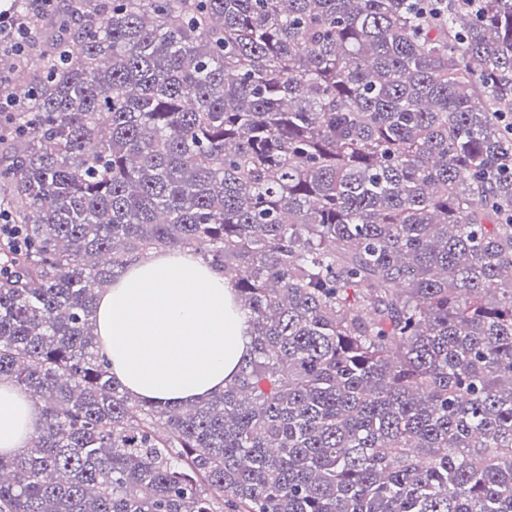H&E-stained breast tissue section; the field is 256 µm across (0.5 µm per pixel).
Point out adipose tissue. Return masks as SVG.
<instances>
[{"instance_id": "obj_1", "label": "adipose tissue", "mask_w": 512, "mask_h": 512, "mask_svg": "<svg viewBox=\"0 0 512 512\" xmlns=\"http://www.w3.org/2000/svg\"><path fill=\"white\" fill-rule=\"evenodd\" d=\"M100 352L132 394L187 405L231 382L250 338L223 273L194 251L152 250L97 300ZM37 421L29 397L0 382V453L25 447Z\"/></svg>"}]
</instances>
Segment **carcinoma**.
<instances>
[{
  "instance_id": "1",
  "label": "carcinoma",
  "mask_w": 512,
  "mask_h": 512,
  "mask_svg": "<svg viewBox=\"0 0 512 512\" xmlns=\"http://www.w3.org/2000/svg\"><path fill=\"white\" fill-rule=\"evenodd\" d=\"M0 84V512H512V0H73ZM193 247L235 382L132 398L95 302ZM37 421L29 397L10 383L0 382V453L24 448Z\"/></svg>"
}]
</instances>
